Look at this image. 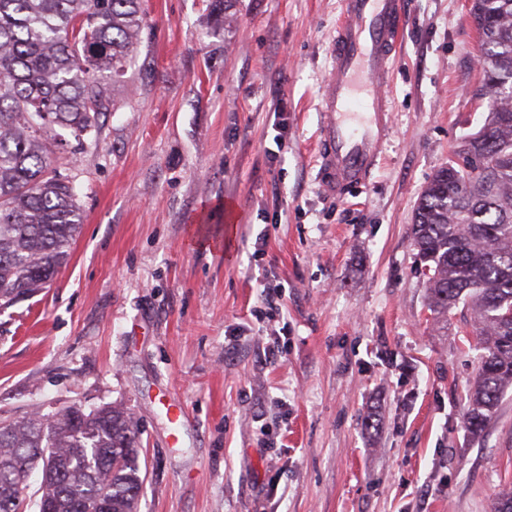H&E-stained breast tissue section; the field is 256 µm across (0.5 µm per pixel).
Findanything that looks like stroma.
<instances>
[{"label":"stroma","mask_w":512,"mask_h":512,"mask_svg":"<svg viewBox=\"0 0 512 512\" xmlns=\"http://www.w3.org/2000/svg\"><path fill=\"white\" fill-rule=\"evenodd\" d=\"M209 3L143 0L96 140L55 154L84 222L50 288L0 310V421L126 409L138 512H489L512 387L471 438L473 314L429 311L410 241L487 115L470 0H404L383 156L338 197L317 144L341 0H234L217 34Z\"/></svg>","instance_id":"1"}]
</instances>
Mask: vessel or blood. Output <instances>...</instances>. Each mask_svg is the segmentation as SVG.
<instances>
[{
  "mask_svg": "<svg viewBox=\"0 0 512 512\" xmlns=\"http://www.w3.org/2000/svg\"><path fill=\"white\" fill-rule=\"evenodd\" d=\"M403 0H342L320 100L321 187L331 196L366 182L390 129L384 91L402 37Z\"/></svg>",
  "mask_w": 512,
  "mask_h": 512,
  "instance_id": "vessel-or-blood-1",
  "label": "vessel or blood"
}]
</instances>
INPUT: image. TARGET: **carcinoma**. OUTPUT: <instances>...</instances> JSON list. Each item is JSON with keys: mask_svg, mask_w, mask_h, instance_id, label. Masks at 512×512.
<instances>
[{"mask_svg": "<svg viewBox=\"0 0 512 512\" xmlns=\"http://www.w3.org/2000/svg\"><path fill=\"white\" fill-rule=\"evenodd\" d=\"M232 0H211L224 29ZM484 45L474 96L487 101L477 133L440 166L411 228L428 309L472 305L483 353L465 428L480 436L512 385V0H473ZM147 25L142 0H0V308L47 288L83 224L69 175L51 169L59 127L80 149L98 131L107 75H122ZM486 158L475 175L463 151ZM138 425L115 406H71L0 424V512H26L27 478L41 470L38 512H137L143 484Z\"/></svg>", "mask_w": 512, "mask_h": 512, "instance_id": "1", "label": "carcinoma"}]
</instances>
